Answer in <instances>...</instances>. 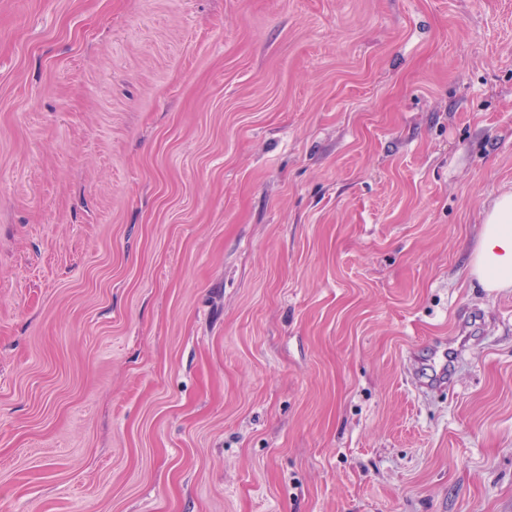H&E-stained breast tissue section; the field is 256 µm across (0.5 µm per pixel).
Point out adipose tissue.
<instances>
[{
  "label": "adipose tissue",
  "instance_id": "ef3b65f1",
  "mask_svg": "<svg viewBox=\"0 0 512 512\" xmlns=\"http://www.w3.org/2000/svg\"><path fill=\"white\" fill-rule=\"evenodd\" d=\"M469 267L486 290L512 288V191L500 193L485 209Z\"/></svg>",
  "mask_w": 512,
  "mask_h": 512
}]
</instances>
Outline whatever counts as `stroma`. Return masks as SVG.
<instances>
[{"label":"stroma","instance_id":"stroma-1","mask_svg":"<svg viewBox=\"0 0 512 512\" xmlns=\"http://www.w3.org/2000/svg\"><path fill=\"white\" fill-rule=\"evenodd\" d=\"M511 189L512 0H0V512H512ZM469 267L488 291L512 288V191L500 193L485 209ZM467 351L465 340H461L456 348L451 349L450 353L444 351L436 366L429 368V380L435 385H443L449 380L452 367L464 358Z\"/></svg>","mask_w":512,"mask_h":512}]
</instances>
